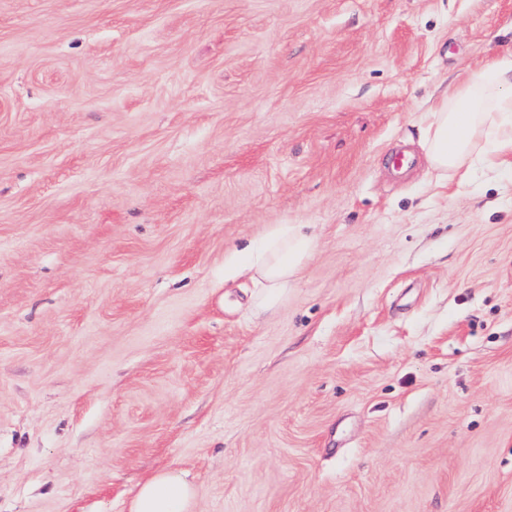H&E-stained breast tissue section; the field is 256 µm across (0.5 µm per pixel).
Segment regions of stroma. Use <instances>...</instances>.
Here are the masks:
<instances>
[{"label":"stroma","instance_id":"1","mask_svg":"<svg viewBox=\"0 0 512 512\" xmlns=\"http://www.w3.org/2000/svg\"><path fill=\"white\" fill-rule=\"evenodd\" d=\"M498 57L512 0H0V512H512V165L421 142ZM315 242L311 224H276L246 265H229L227 272H248L259 277L264 282L261 306H271L302 270ZM194 487L172 469L155 473L134 495L129 512H191Z\"/></svg>","mask_w":512,"mask_h":512}]
</instances>
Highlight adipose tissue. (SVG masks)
Segmentation results:
<instances>
[{
	"label": "adipose tissue",
	"mask_w": 512,
	"mask_h": 512,
	"mask_svg": "<svg viewBox=\"0 0 512 512\" xmlns=\"http://www.w3.org/2000/svg\"><path fill=\"white\" fill-rule=\"evenodd\" d=\"M430 111L424 148L433 169L467 174L477 156L495 166L503 152L512 151V60H494L465 72L453 93L442 96ZM315 242L309 224H277L269 231L244 267L264 283L262 306H271L287 291ZM194 499L193 486L168 469L139 487L129 512H190Z\"/></svg>",
	"instance_id": "obj_1"
}]
</instances>
